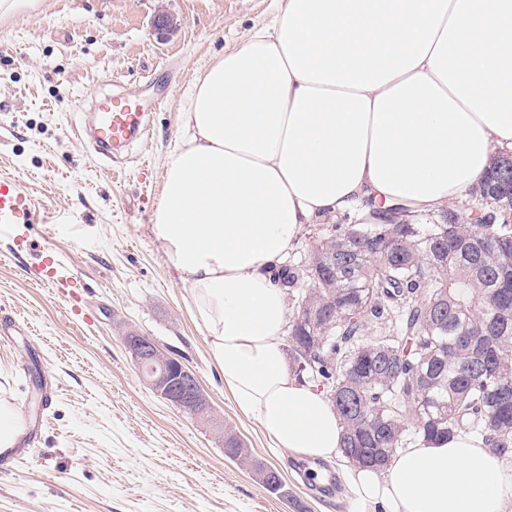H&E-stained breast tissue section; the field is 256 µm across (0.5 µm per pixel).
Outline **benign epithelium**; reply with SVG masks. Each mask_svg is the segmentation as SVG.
Wrapping results in <instances>:
<instances>
[{"mask_svg":"<svg viewBox=\"0 0 512 512\" xmlns=\"http://www.w3.org/2000/svg\"><path fill=\"white\" fill-rule=\"evenodd\" d=\"M124 341L138 366L161 365L159 371L142 372L157 396L194 418L211 412L209 397L197 375L180 358L165 353L151 338L135 331L128 332Z\"/></svg>","mask_w":512,"mask_h":512,"instance_id":"benign-epithelium-1","label":"benign epithelium"}]
</instances>
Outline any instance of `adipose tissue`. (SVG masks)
I'll return each mask as SVG.
<instances>
[{"mask_svg": "<svg viewBox=\"0 0 512 512\" xmlns=\"http://www.w3.org/2000/svg\"><path fill=\"white\" fill-rule=\"evenodd\" d=\"M512 150V0H287L197 79L154 231L213 363L273 447L334 461L343 427L283 348L274 275L308 224L443 210ZM363 512H506L477 435L346 474Z\"/></svg>", "mask_w": 512, "mask_h": 512, "instance_id": "obj_1", "label": "adipose tissue"}]
</instances>
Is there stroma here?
I'll return each mask as SVG.
<instances>
[{
  "instance_id": "stroma-1",
  "label": "stroma",
  "mask_w": 512,
  "mask_h": 512,
  "mask_svg": "<svg viewBox=\"0 0 512 512\" xmlns=\"http://www.w3.org/2000/svg\"><path fill=\"white\" fill-rule=\"evenodd\" d=\"M284 7L35 0L0 17V177L24 180L36 215L23 236H0V399L23 405L37 437L0 470V512H359L343 467L329 463L336 484L316 490L299 476L304 458L273 450L237 407L152 230L187 92ZM160 12L175 32L157 35ZM110 92L138 98L148 119L142 138L107 162L76 129ZM50 256L71 269L57 290L39 281ZM130 329L183 357L215 416L280 472L287 498L225 457L211 424L144 384L123 342Z\"/></svg>"
}]
</instances>
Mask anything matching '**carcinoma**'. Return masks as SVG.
Here are the masks:
<instances>
[{
    "mask_svg": "<svg viewBox=\"0 0 512 512\" xmlns=\"http://www.w3.org/2000/svg\"><path fill=\"white\" fill-rule=\"evenodd\" d=\"M512 186L496 158L469 196L432 223L333 224L312 241L308 265L281 267L295 297L288 352L299 379L330 394L343 420L342 455L385 468L410 435L461 432L512 456ZM389 336L367 337L368 324ZM242 444L224 426V454ZM265 489L286 498L274 470L254 460Z\"/></svg>",
    "mask_w": 512,
    "mask_h": 512,
    "instance_id": "cac0c4a2",
    "label": "carcinoma"
}]
</instances>
